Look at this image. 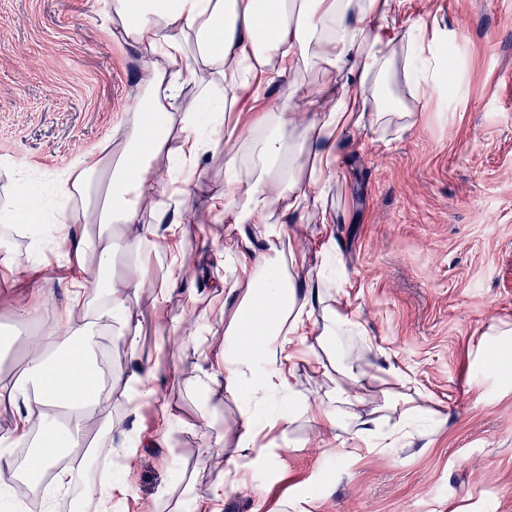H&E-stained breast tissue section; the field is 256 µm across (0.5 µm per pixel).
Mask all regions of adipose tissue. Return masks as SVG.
Masks as SVG:
<instances>
[{
	"instance_id": "obj_1",
	"label": "adipose tissue",
	"mask_w": 512,
	"mask_h": 512,
	"mask_svg": "<svg viewBox=\"0 0 512 512\" xmlns=\"http://www.w3.org/2000/svg\"><path fill=\"white\" fill-rule=\"evenodd\" d=\"M411 0H111L106 22L113 39L144 63L137 105L102 143L55 177L36 211L22 207L28 195L23 179L13 181L12 207L0 209V222L29 239L31 247L51 243L73 254L82 270L81 287L94 271L108 272L105 299L95 309L75 304L59 330H36L24 339L26 366L12 383L0 385V401L17 407L10 430L0 433V471L24 470L48 477V499L82 477L83 468L63 462V454L86 452L130 460L143 447L141 436L113 444L109 408L115 382L139 391L155 405L163 430L176 416L152 385L168 374L174 349L163 334L154 359L126 375L104 371L99 362L104 334L118 336L129 358L138 341L132 324L151 320L164 326L168 296L184 279L178 255H170L168 273L154 283L139 258L167 254L154 227L173 223H227L239 230V247L228 276L217 287L230 300L224 310V355L212 368L225 399L237 405L241 423L230 463L254 451L265 430L286 428L306 414L316 432L341 429L349 451L376 442L396 447L398 429H375L379 413L398 414L409 425L434 420L425 408L400 392L402 375L382 372L379 393L365 398L367 376L360 359L333 347L338 336L365 338L367 331L345 304L344 267L335 244L320 254V264L306 268L302 257L281 250L292 241L297 218L318 196L326 195L341 159L345 136L362 125L411 128L412 112L367 111L365 91L389 82L395 65L396 35L389 18L405 14ZM441 30L416 28L407 67L416 93L440 84L444 64L432 52ZM319 66L345 75L328 111H301L302 87L290 82L274 88L276 78L298 74L301 66ZM271 85V106L259 118L208 117L212 97L225 107L256 100V89ZM224 149V191L212 196L206 214L190 202L202 175L201 160ZM167 201H160V194ZM124 240L131 260L116 273L117 240ZM149 294L146 308H132L130 296ZM315 337L314 371L333 383L319 406L300 399L294 387L297 357L288 343ZM99 422L101 436L88 442L87 427ZM32 440L35 450L18 461L14 450Z\"/></svg>"
}]
</instances>
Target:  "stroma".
Returning a JSON list of instances; mask_svg holds the SVG:
<instances>
[{
  "instance_id": "35a3bbf8",
  "label": "stroma",
  "mask_w": 512,
  "mask_h": 512,
  "mask_svg": "<svg viewBox=\"0 0 512 512\" xmlns=\"http://www.w3.org/2000/svg\"><path fill=\"white\" fill-rule=\"evenodd\" d=\"M108 3L0 0V199L11 170L37 200L129 112L143 65L104 29ZM413 21L444 30L440 58L463 53L457 93L414 99L400 68L387 88L368 93L367 111L395 100L417 122L348 134L322 203L330 221L305 214L295 244L310 266L335 240L345 300L367 331L355 351L371 345L373 368H396L408 392L446 419L421 424L398 447L350 455L299 418L241 461L222 512H512V382L478 356L488 326L512 322V0H413L397 34ZM236 235L225 223L158 234L186 262L167 304L181 347L173 375L154 382L181 425L167 447L137 449L112 512H198L197 493L228 465L239 409L219 393L199 397L209 366L193 347L224 351V298L212 285L229 271L224 242ZM204 245L214 257L203 267ZM1 248L31 274L49 263L52 281L42 307L35 291L0 277V328L32 330L34 322L11 318L17 301L35 306L34 321L57 324L73 303L75 258L37 253L5 226ZM110 412L114 433L157 430L154 408H135L120 392ZM206 432L223 446L202 448Z\"/></svg>"
}]
</instances>
